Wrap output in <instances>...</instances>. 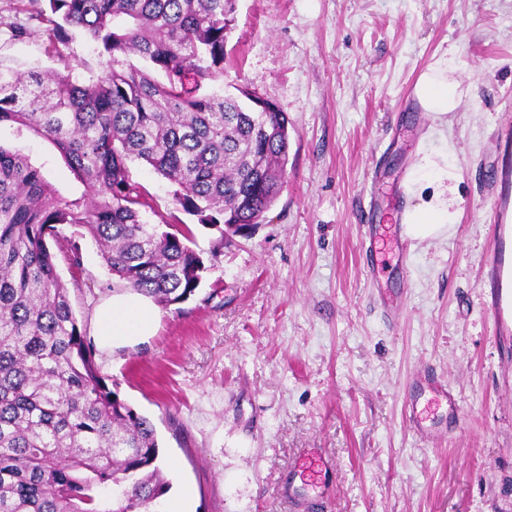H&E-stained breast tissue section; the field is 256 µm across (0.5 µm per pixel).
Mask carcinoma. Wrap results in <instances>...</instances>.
<instances>
[{
    "mask_svg": "<svg viewBox=\"0 0 512 512\" xmlns=\"http://www.w3.org/2000/svg\"><path fill=\"white\" fill-rule=\"evenodd\" d=\"M46 2L55 36L97 44L104 74L0 68V125L49 140L86 188L61 198L0 144V512H154L170 489L156 427L100 374L50 242L77 226L123 287L181 305L207 267L189 228L143 220L128 162L176 186L222 244L249 234L279 196L292 124L272 102L249 111L206 90L223 72L236 0Z\"/></svg>",
    "mask_w": 512,
    "mask_h": 512,
    "instance_id": "obj_1",
    "label": "carcinoma"
}]
</instances>
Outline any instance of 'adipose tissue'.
<instances>
[{
  "label": "adipose tissue",
  "instance_id": "ef3b65f1",
  "mask_svg": "<svg viewBox=\"0 0 512 512\" xmlns=\"http://www.w3.org/2000/svg\"><path fill=\"white\" fill-rule=\"evenodd\" d=\"M455 66V59L444 55L419 75L414 93L424 111L442 117L459 108L462 94L449 78ZM453 155L449 147L439 153L426 151L413 165L408 181L413 203L403 216L409 238L419 242L443 239L459 222L465 201L456 192L459 175ZM157 325L158 310L151 298L128 289L97 304L91 339L97 348L109 352L154 335Z\"/></svg>",
  "mask_w": 512,
  "mask_h": 512
}]
</instances>
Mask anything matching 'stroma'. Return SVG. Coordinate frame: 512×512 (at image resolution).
Masks as SVG:
<instances>
[{
	"mask_svg": "<svg viewBox=\"0 0 512 512\" xmlns=\"http://www.w3.org/2000/svg\"><path fill=\"white\" fill-rule=\"evenodd\" d=\"M50 27L30 0H0V65L101 75L93 43ZM446 51L463 96L442 129L413 89ZM214 86L287 112V181L250 236L224 242L130 162L145 220L188 225L207 270L194 299L160 309L154 336L95 356L153 421L173 491L192 488L191 512H298L281 493L291 479L307 512H512V313L492 312L485 275L497 250L512 258L493 222L512 202L498 138L512 127V0H237ZM448 141L459 224L366 257V232L401 221L417 152ZM0 144L60 197L83 194L49 141L5 124ZM62 233L58 271L86 327L118 282L90 236ZM426 371L445 379L456 414L416 387ZM414 401L437 428L430 440L409 425ZM306 448L335 463L329 495L305 472Z\"/></svg>",
	"mask_w": 512,
	"mask_h": 512,
	"instance_id": "stroma-1",
	"label": "stroma"
}]
</instances>
